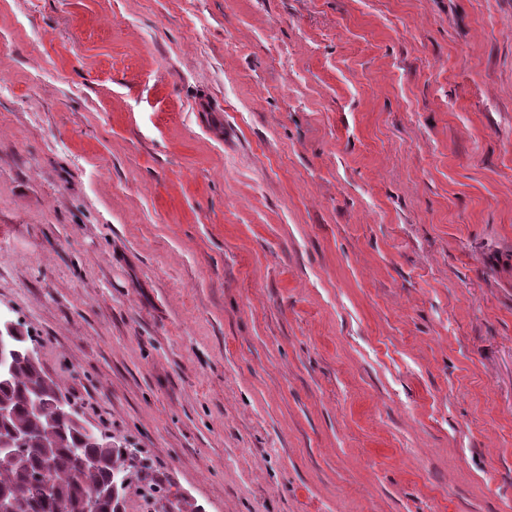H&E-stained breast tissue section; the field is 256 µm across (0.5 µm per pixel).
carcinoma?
I'll return each mask as SVG.
<instances>
[{"label":"carcinoma","instance_id":"cac0c4a2","mask_svg":"<svg viewBox=\"0 0 512 512\" xmlns=\"http://www.w3.org/2000/svg\"><path fill=\"white\" fill-rule=\"evenodd\" d=\"M60 394L25 360L0 375V404L11 411L3 428L22 440L12 457H0V497L13 512H117L101 492L126 465L124 449L85 436L58 405Z\"/></svg>","mask_w":512,"mask_h":512}]
</instances>
